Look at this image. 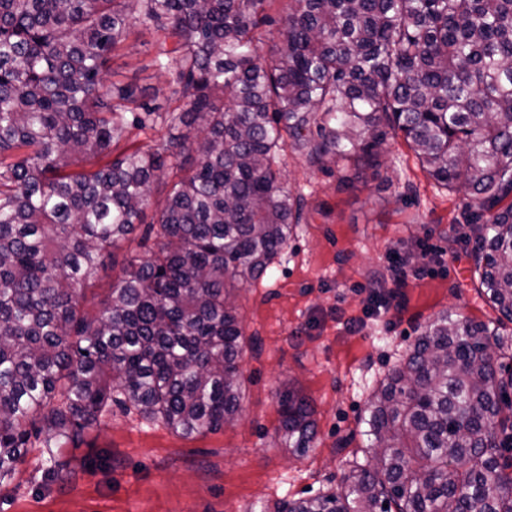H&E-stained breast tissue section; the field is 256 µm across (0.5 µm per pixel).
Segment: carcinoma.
Wrapping results in <instances>:
<instances>
[{
	"label": "carcinoma",
	"instance_id": "carcinoma-1",
	"mask_svg": "<svg viewBox=\"0 0 512 512\" xmlns=\"http://www.w3.org/2000/svg\"><path fill=\"white\" fill-rule=\"evenodd\" d=\"M275 2L0 0V484L33 448L65 480L54 449L114 404L185 437L234 423L227 285L271 281L301 221L286 149L359 172L401 135L489 212L474 257L500 317L426 324L367 400L365 463L275 512H512V204L492 211L512 193V0H288L261 63ZM137 22L175 42L152 61L165 107L104 80ZM153 204L142 253L89 314L84 292ZM278 412L285 447H310V401L288 387Z\"/></svg>",
	"mask_w": 512,
	"mask_h": 512
}]
</instances>
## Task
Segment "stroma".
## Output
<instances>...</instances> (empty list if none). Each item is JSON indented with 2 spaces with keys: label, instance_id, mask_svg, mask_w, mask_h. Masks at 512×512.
<instances>
[{
  "label": "stroma",
  "instance_id": "stroma-1",
  "mask_svg": "<svg viewBox=\"0 0 512 512\" xmlns=\"http://www.w3.org/2000/svg\"><path fill=\"white\" fill-rule=\"evenodd\" d=\"M162 34L135 26L115 63L124 81L165 104L167 76L152 65ZM284 183L303 196L304 218L267 287L236 285L244 328L239 419L185 437L112 407L78 446L59 449L65 482L42 475L32 452L0 484V512H273L282 501L341 485L364 460L366 401L421 327L443 311L490 322L479 291L476 225L467 198L434 187L403 138L388 142L379 167L355 173L309 166L287 150ZM136 250L122 244L99 269L84 306L99 310ZM397 254L408 276L396 301L355 329L369 287ZM292 387L312 403L311 448L285 447L278 393Z\"/></svg>",
  "mask_w": 512,
  "mask_h": 512
}]
</instances>
